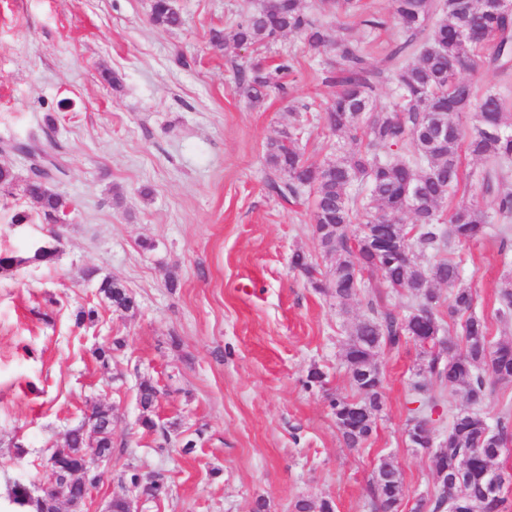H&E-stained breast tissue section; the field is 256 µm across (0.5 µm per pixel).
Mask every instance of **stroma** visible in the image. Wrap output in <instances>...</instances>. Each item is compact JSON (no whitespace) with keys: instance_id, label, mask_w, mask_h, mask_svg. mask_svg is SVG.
Wrapping results in <instances>:
<instances>
[{"instance_id":"obj_1","label":"stroma","mask_w":512,"mask_h":512,"mask_svg":"<svg viewBox=\"0 0 512 512\" xmlns=\"http://www.w3.org/2000/svg\"><path fill=\"white\" fill-rule=\"evenodd\" d=\"M254 2L175 0L184 24L166 29L151 20L152 0H0V141L56 142L64 173L51 187L71 209L63 224L34 215L15 225L13 214L33 206L21 186L0 191V254L24 259L0 270V512H14L15 484L40 495L49 448L95 405L111 408L116 431L83 512L130 494L132 467L168 481L152 512H252L260 498L268 512H294L302 498L370 512L383 458L402 474L401 512L433 487L428 454L406 442L414 343L379 353L385 406L362 447L346 446L330 411L331 397L351 392L342 345L363 309H340L293 269L295 252L321 259L311 201L269 192L265 145L305 105L299 145L310 161L325 158L336 59L279 37L261 56L292 60L288 92L251 106L237 74L258 55L218 51L209 32L231 31ZM303 5L327 37L367 40L377 69L404 38L392 22L367 33L325 0ZM51 241L55 260L32 261ZM501 248L491 232L460 249L496 339L512 338V322L497 317L512 276ZM104 276L133 293L136 310L100 305ZM92 306L98 320L77 323ZM116 337L126 346L101 368L94 351ZM314 366L325 383L309 388ZM143 379L164 391L154 432L138 422Z\"/></svg>"}]
</instances>
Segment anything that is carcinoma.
Masks as SVG:
<instances>
[{
	"label": "carcinoma",
	"mask_w": 512,
	"mask_h": 512,
	"mask_svg": "<svg viewBox=\"0 0 512 512\" xmlns=\"http://www.w3.org/2000/svg\"><path fill=\"white\" fill-rule=\"evenodd\" d=\"M347 18L363 14L362 0H330ZM392 0L391 16L405 39L387 55L392 73L390 106L376 105L382 73L369 68L361 43L344 39L336 43V94L324 109L326 126L336 134V148L319 163L304 158L298 146L302 131L299 120L280 137L267 142L265 160L270 169L268 186L281 200L294 202L307 191L313 198L312 220L322 253L330 265L320 269L298 251L292 264L312 287L328 294L336 304L352 301L365 310L344 341L342 356L349 375L352 396L330 399L332 414H348L340 428L351 448L364 444L376 428L383 407L382 385L369 372L386 347L401 346L410 338L420 348L422 364L407 389L408 404L421 403L416 411L407 408L406 438L414 448H426L434 432L432 410L448 405V430L431 451L432 470L457 480L458 512H504L502 495L487 492L490 478L498 489L512 481L511 473H489L494 461L507 447L509 434L502 424L490 425L482 412L486 397L483 371L494 380L512 383V340H494L486 319L475 311L473 289L463 283L462 259L452 244L478 241L493 226L501 242L512 233V113L498 92L479 96L473 84L459 71L486 64L501 71L512 68V14H492L483 0ZM152 21L164 28L182 25L181 14L171 0H154ZM285 34L300 36L309 50L322 53L331 47L322 25L302 6L301 0H258L233 32L213 30L214 47L229 51L244 45L256 47ZM291 69L278 64L269 70L258 61L240 74L242 95L250 105L260 106L272 89L282 85L274 75ZM443 113L456 131L438 137V123L430 119ZM474 113L469 127L462 116ZM356 145L345 149L346 143ZM465 148L481 167L467 178L477 180L486 196L493 198L489 212L479 204L448 207L462 180L459 150ZM49 145L20 144L18 151L31 160V175L23 192L41 202L44 219L65 205L47 186L52 171L60 167L52 160ZM418 188L423 207L414 222L402 223L408 190ZM355 223L370 225L371 233L357 234ZM408 239L417 254L434 252L440 259L423 265L398 252V243ZM57 254L54 245L35 248L32 257L0 255V269L29 261L50 263ZM382 282L372 283L374 273ZM450 287L447 298L437 286ZM102 302L115 310L136 308L133 295L122 284L105 277L98 284ZM407 295L410 305L396 310L389 295ZM500 320L512 317V277L506 278L498 293ZM125 347L122 338L97 351L103 367H109L112 353ZM439 383L440 390L433 388ZM160 389L145 379L139 383L137 401L142 413L140 425L153 431L157 423L153 409ZM115 422L112 410L95 406L82 423L70 429L64 445L51 449L56 457L55 483L60 494L29 498V489L15 485L10 501L29 500L34 512H59L65 504L71 512H81L93 486L83 475L87 466L88 440L100 455H112ZM130 482L143 481L145 504L157 503L168 493L166 479L156 475L148 480L134 468ZM372 490L381 512H399L404 495L398 467L388 458L380 461L372 477ZM448 486L439 482L434 491L417 500L413 512H439ZM295 512H335L332 500L299 499Z\"/></svg>",
	"instance_id": "carcinoma-1"
}]
</instances>
